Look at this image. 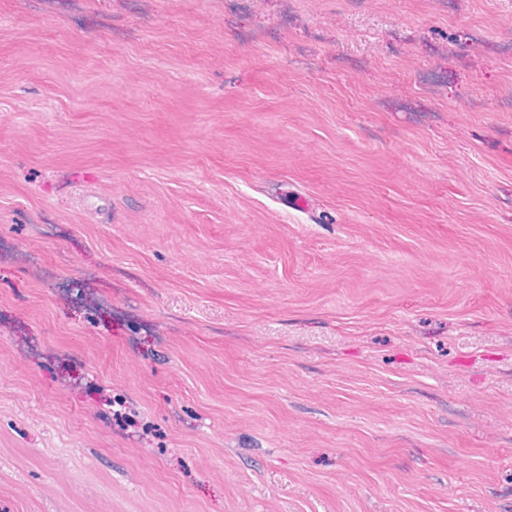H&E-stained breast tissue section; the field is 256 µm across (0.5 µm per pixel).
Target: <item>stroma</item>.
Returning <instances> with one entry per match:
<instances>
[{
  "instance_id": "stroma-1",
  "label": "stroma",
  "mask_w": 512,
  "mask_h": 512,
  "mask_svg": "<svg viewBox=\"0 0 512 512\" xmlns=\"http://www.w3.org/2000/svg\"><path fill=\"white\" fill-rule=\"evenodd\" d=\"M0 512H512V0H0Z\"/></svg>"
}]
</instances>
